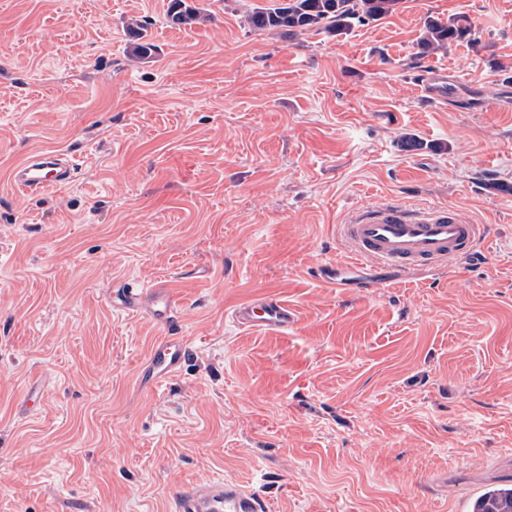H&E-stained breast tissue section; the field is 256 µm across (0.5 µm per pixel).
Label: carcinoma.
<instances>
[{
    "label": "carcinoma",
    "mask_w": 512,
    "mask_h": 512,
    "mask_svg": "<svg viewBox=\"0 0 512 512\" xmlns=\"http://www.w3.org/2000/svg\"><path fill=\"white\" fill-rule=\"evenodd\" d=\"M399 0H272V4L247 15L248 27L255 32L275 31L288 39L315 31L340 35L353 21L379 19L394 10ZM169 16L177 24L191 25L203 19L188 0H170ZM467 17L424 21L419 47L425 54L445 50L454 42L471 40ZM470 512H512V485L483 488L471 500Z\"/></svg>",
    "instance_id": "carcinoma-1"
}]
</instances>
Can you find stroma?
Masks as SVG:
<instances>
[{"label":"stroma","mask_w":512,"mask_h":512,"mask_svg":"<svg viewBox=\"0 0 512 512\" xmlns=\"http://www.w3.org/2000/svg\"><path fill=\"white\" fill-rule=\"evenodd\" d=\"M269 2L195 0L189 26L169 0H0V512H168L204 474L268 512H468L512 483V0L294 40L248 27ZM458 14L472 40L422 53L424 19ZM52 149L75 183L20 194L11 168ZM386 200L490 234L394 288L312 277ZM127 282L183 313L191 354L155 388L164 330L112 306ZM264 294L288 334L227 319ZM169 16L177 24L191 25L205 19L199 10L188 3V0H170ZM420 82L429 102L437 105L446 103V93L448 94V72L446 70L427 69L422 73Z\"/></svg>","instance_id":"35a3bbf8"}]
</instances>
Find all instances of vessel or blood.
<instances>
[{
	"instance_id": "obj_1",
	"label": "vessel or blood",
	"mask_w": 512,
	"mask_h": 512,
	"mask_svg": "<svg viewBox=\"0 0 512 512\" xmlns=\"http://www.w3.org/2000/svg\"><path fill=\"white\" fill-rule=\"evenodd\" d=\"M421 84L429 102L444 103L448 73L424 71ZM15 188L24 193L58 190L76 180V163L62 151L28 154L10 172ZM485 225L471 224L454 208L430 205L413 208L400 202L370 203L353 209L342 226L350 246V264H318L312 269L319 281L342 286L354 282L361 288L383 287V280L363 276L371 267L396 275L436 268L472 255L480 246ZM154 307L155 321L168 327L167 336L152 346L141 375L144 385L155 387L178 372L188 356L184 337L177 332L179 309L172 296L138 286L122 288L114 307L137 312L145 304ZM233 322L255 332L287 333L296 317L287 303L273 295L255 297L237 306ZM171 512H266L262 497L239 484L211 479L198 480L177 491L171 499Z\"/></svg>"
}]
</instances>
